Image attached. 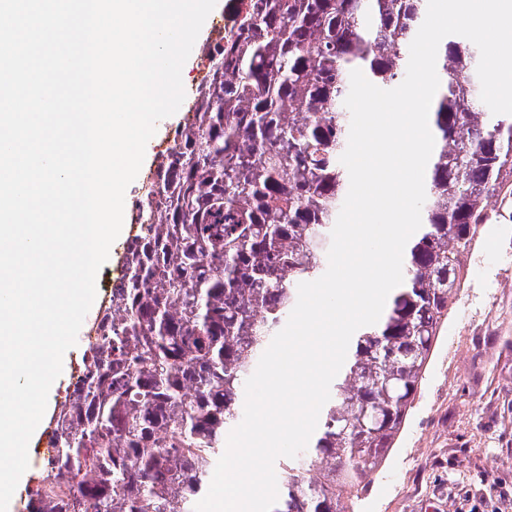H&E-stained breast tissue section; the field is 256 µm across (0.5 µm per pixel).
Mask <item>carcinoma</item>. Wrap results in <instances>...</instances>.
Returning a JSON list of instances; mask_svg holds the SVG:
<instances>
[{
    "label": "carcinoma",
    "mask_w": 512,
    "mask_h": 512,
    "mask_svg": "<svg viewBox=\"0 0 512 512\" xmlns=\"http://www.w3.org/2000/svg\"><path fill=\"white\" fill-rule=\"evenodd\" d=\"M426 0H240L200 48L208 79L141 195L84 378L57 403L27 512H194L247 378L297 286L324 272L349 189L350 72L406 76ZM475 47L437 53L435 146L418 235L385 317L358 329L316 437L280 463L273 512H350L412 408L485 204H512V115L473 91Z\"/></svg>",
    "instance_id": "obj_1"
}]
</instances>
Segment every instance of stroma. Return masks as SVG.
Returning <instances> with one entry per match:
<instances>
[{
	"label": "stroma",
	"mask_w": 512,
	"mask_h": 512,
	"mask_svg": "<svg viewBox=\"0 0 512 512\" xmlns=\"http://www.w3.org/2000/svg\"><path fill=\"white\" fill-rule=\"evenodd\" d=\"M201 70L198 53H191L182 68L184 101L158 123L157 151L184 123ZM154 159L146 154L125 191L126 232ZM126 232L111 245L98 288L107 286ZM463 264L471 284L449 312L413 407L385 462L366 478L354 512H512V208L486 225L481 251ZM452 338L463 347L453 367Z\"/></svg>",
	"instance_id": "1"
}]
</instances>
